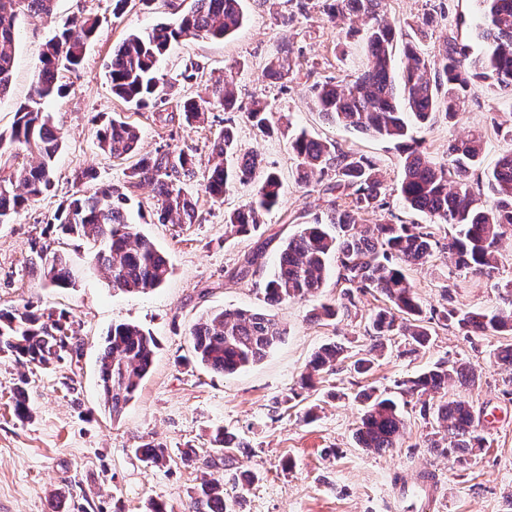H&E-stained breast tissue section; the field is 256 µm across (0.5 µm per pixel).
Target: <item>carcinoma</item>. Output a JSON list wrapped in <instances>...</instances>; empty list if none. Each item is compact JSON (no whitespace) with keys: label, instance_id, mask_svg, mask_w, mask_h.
<instances>
[{"label":"carcinoma","instance_id":"cac0c4a2","mask_svg":"<svg viewBox=\"0 0 512 512\" xmlns=\"http://www.w3.org/2000/svg\"><path fill=\"white\" fill-rule=\"evenodd\" d=\"M478 22L474 43L450 37L432 58L417 52L416 42L433 26L427 14L402 41L408 64L400 75L392 62L397 45L396 29L384 14L385 0H331L325 15L340 25L355 18L364 21L362 39L367 54L353 79H326L312 85L314 106L329 122L358 132L395 141L402 149L403 174L398 188L403 201L421 212L428 224H395L379 219L361 223V217L382 207L384 183L369 162L335 144L300 134L291 141L300 179L314 171L333 173L327 186L331 194L326 207L311 224L283 246L264 298L269 303L319 298L332 266L338 268L340 298L319 303L312 309L317 319H335L349 314L354 294L382 297L388 306L371 321L376 344L354 362L360 375L370 373L390 336H404L417 347L428 344L431 333L422 319L423 309L405 271L423 266L439 253L455 257L457 266L474 274L495 269L502 238L512 234V153L503 155L484 173L481 184L471 185V176L481 163V137L448 141V158L437 164L422 150L417 133L432 115L444 112L453 119L464 111L474 81L482 80L493 92L512 94V0H474ZM193 6L175 23L158 25L130 34L112 52L108 77L112 92L137 109L157 103L166 94V83L158 74V63L172 42L183 37L226 38L243 24L241 0H192ZM56 0H0V99L10 89L14 68V43L23 17L53 18ZM98 20L82 13L73 15L62 30L48 40L42 54V69L27 100L15 112L9 131H0V159L10 161L23 149L36 157L30 165L14 167L0 177V223L4 224L48 192L53 185L54 161L62 148V135L52 125L45 105L64 94L57 84L62 70L78 67L87 43L95 36ZM480 46L474 53L473 44ZM289 52L272 59L267 76L288 75ZM188 124L196 123L215 108L237 111L232 73L224 74L181 104ZM247 118L262 134L274 130L272 113L265 102L256 101ZM103 152L119 160L136 158L130 167V186L153 185L156 215L161 224H194L196 205L183 187L195 176L196 158L185 150L156 156H138L139 131L127 122L111 120L98 130ZM206 178V191L215 202L234 181L256 183L253 199L224 216V223L237 233L248 234L264 223V216L280 204L283 185L268 170L255 151L241 152L228 127L215 139ZM128 195L122 188L101 186L92 194L74 195L53 215L51 225L70 239H90L97 245L94 259L109 276L112 288L147 292L162 286L170 275L169 261L154 243L136 231L128 212ZM448 224L453 233L445 243L436 239L432 227ZM31 268L57 288L74 285L66 259L42 247ZM502 299L509 309L461 311L453 306L432 309L430 320L453 325L468 340L512 331V284L504 286ZM287 335L286 327L266 311L222 310L196 322L189 331L196 361L218 373L232 374L261 361ZM157 340L141 326L122 322L112 325L99 357V379L103 403L112 417L119 416L132 401L153 362ZM80 340L64 313L33 310L28 306L0 309V356L22 366L47 368L77 355ZM344 348L336 343L321 346L309 360L300 386H313L315 374L336 365ZM476 374L466 363L448 361L396 384L401 394L422 398L423 414L435 416L444 428L430 447L448 461L462 466L467 457L484 448L486 438L475 426L470 402L462 397L441 400L435 395L449 384L473 382ZM357 398L362 415L355 430L357 444L380 453L397 447L405 421L394 399L363 390ZM141 460L151 467L166 464L164 450L154 444L138 449ZM186 512H236L224 497V485L205 481L193 492Z\"/></svg>","mask_w":512,"mask_h":512}]
</instances>
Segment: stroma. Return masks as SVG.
<instances>
[{
	"mask_svg": "<svg viewBox=\"0 0 512 512\" xmlns=\"http://www.w3.org/2000/svg\"><path fill=\"white\" fill-rule=\"evenodd\" d=\"M189 5L190 0H129L116 15L112 0H57L52 21L27 17L20 23L11 88L0 99V130L11 126L16 107L26 100L41 69L43 46L55 31L77 13L97 18L99 27L79 68L59 74L66 91L48 106L63 136L51 190L0 224V308L27 305L65 312L82 343L79 357L48 369L0 356V512H150L155 501L164 502L168 512H183L206 479L223 482L237 512H512V399L503 394L512 367L495 359L497 350L512 344V334L472 344L454 327L435 324L426 347L411 353L404 337H394L369 375L357 374L345 361L303 391L300 378L323 344L341 343L349 357L371 346L369 318L384 301L356 295L349 315L326 321L313 318L312 302L270 305L261 293L282 243L297 224L321 213L328 199L330 176L298 178L289 145L295 133L307 132L374 165L388 187L382 216L398 224L425 221L395 191L402 176L396 142L328 123L313 105L311 85L353 75L365 59L363 42L327 23L322 0H242L245 21L234 35L174 43L159 65L167 82L159 110L177 115L185 96L203 92L232 68L238 111L217 108L193 125L177 116L163 127L153 122L150 109H134L113 94L107 66L113 48L129 34L175 21ZM384 11L402 33L425 14H435L420 45L427 57L436 55L448 37L470 39L476 18L473 0H386ZM284 47L292 71L281 80L267 78V62ZM192 63L198 70L190 77L185 69ZM256 98L283 119L271 134L260 135L246 118ZM114 118L138 128L141 153L193 151L201 166L186 189L196 203L198 223H158L151 186H129V162L112 159L99 147L98 129ZM228 123L239 147L257 151L284 183L281 204L246 235L231 233L224 216L253 197L254 184H233L219 203L205 191L203 164ZM510 126L512 98L491 93L479 81L465 112L453 119L435 113L420 135L431 160L439 162L449 137L482 134L480 168L485 171L512 150V138L505 135ZM86 169L96 172V183L77 181ZM98 183L127 188L137 230L167 255L171 273L160 288L145 293L114 289L95 263L90 243L57 238L49 226L63 201L92 193ZM42 245L69 259L78 276L75 287H52L30 269L32 249ZM259 250L264 253L260 271L232 277V270ZM406 275L424 309L448 299L465 311L499 307L503 285L512 282V237L503 239L492 277L472 276L449 257L408 268ZM221 309L268 310L286 326L287 335L257 364L233 374L213 372L191 361L189 330L207 312ZM119 322L150 331L158 349L135 398L115 419L103 407L98 357L108 330ZM448 360L470 363L478 373L472 385H449L448 395L463 396L472 405L487 440L483 452L468 465L450 467L425 446L437 431L436 420L422 416L420 402L407 395L397 398L406 423L398 446L383 453L357 446L356 393L393 391L397 381ZM24 377L31 418L22 422L13 406ZM220 427L239 442L227 467L213 441ZM148 443L166 449L167 466L141 461L138 450ZM189 448L200 460L186 465L180 456ZM424 471L440 479L430 496L417 488Z\"/></svg>",
	"mask_w": 512,
	"mask_h": 512,
	"instance_id": "1",
	"label": "stroma"
}]
</instances>
